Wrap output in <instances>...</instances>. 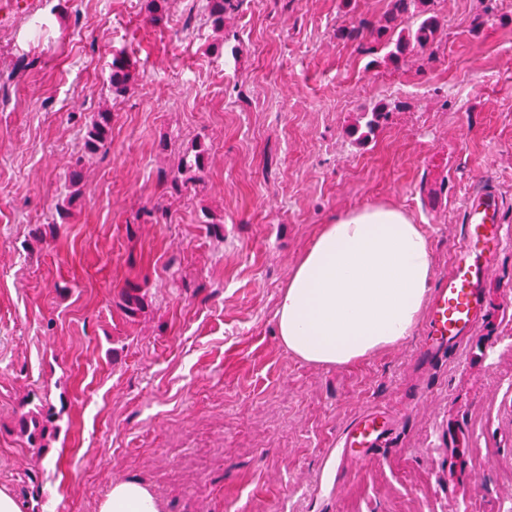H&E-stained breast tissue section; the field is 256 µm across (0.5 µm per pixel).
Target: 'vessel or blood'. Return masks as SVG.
Masks as SVG:
<instances>
[{
  "mask_svg": "<svg viewBox=\"0 0 512 512\" xmlns=\"http://www.w3.org/2000/svg\"><path fill=\"white\" fill-rule=\"evenodd\" d=\"M463 242L453 252L450 267L439 278L426 319L423 352L445 355L472 337L486 317L484 279L502 242L501 201L488 185L470 194L464 205ZM389 439L386 425L369 413L355 420L339 438L343 449L356 448L361 460H373Z\"/></svg>",
  "mask_w": 512,
  "mask_h": 512,
  "instance_id": "b4317fda",
  "label": "vessel or blood"
}]
</instances>
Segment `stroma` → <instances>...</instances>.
Listing matches in <instances>:
<instances>
[{
	"instance_id": "obj_1",
	"label": "stroma",
	"mask_w": 512,
	"mask_h": 512,
	"mask_svg": "<svg viewBox=\"0 0 512 512\" xmlns=\"http://www.w3.org/2000/svg\"><path fill=\"white\" fill-rule=\"evenodd\" d=\"M145 4L16 0L0 14L13 51L0 64V487L23 512H99L120 480L147 486L160 512H500L512 0H434L437 43L399 66L376 39L392 0H243L219 56L209 25L177 10L154 22ZM121 50L135 70L116 99L106 77ZM105 109L111 137L86 155ZM198 141L201 181L174 183ZM483 181L508 234L490 317L455 355L423 357L419 328L340 367L280 343L279 293L321 224L396 204L439 276ZM41 403L55 428L38 453L19 419ZM371 411L390 418L391 444L364 467L336 443Z\"/></svg>"
}]
</instances>
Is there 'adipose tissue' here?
<instances>
[{"instance_id": "1", "label": "adipose tissue", "mask_w": 512, "mask_h": 512, "mask_svg": "<svg viewBox=\"0 0 512 512\" xmlns=\"http://www.w3.org/2000/svg\"><path fill=\"white\" fill-rule=\"evenodd\" d=\"M434 275L421 225L389 204L366 205L322 225L296 262L276 309L281 343L302 360L346 365L411 336ZM99 512H160L133 480L113 484Z\"/></svg>"}]
</instances>
